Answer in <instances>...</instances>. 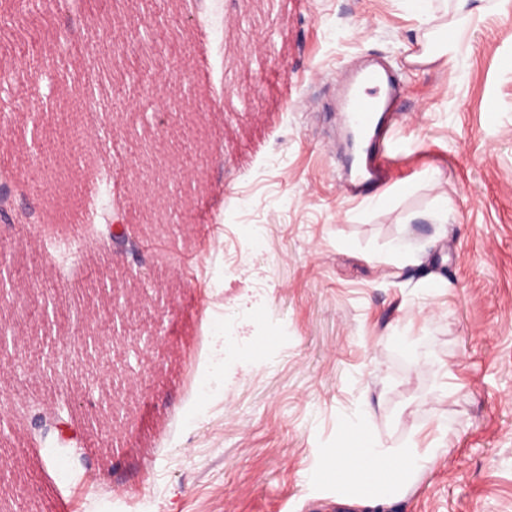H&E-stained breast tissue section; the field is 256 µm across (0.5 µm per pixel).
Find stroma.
Listing matches in <instances>:
<instances>
[{
	"mask_svg": "<svg viewBox=\"0 0 512 512\" xmlns=\"http://www.w3.org/2000/svg\"><path fill=\"white\" fill-rule=\"evenodd\" d=\"M479 2L432 0L459 64L411 68L408 0H83L71 37L0 0V171L33 187L0 221V512H512V13ZM366 55L404 83L381 208L339 187L336 75ZM90 83L112 187L92 247L48 262L28 212L64 215L85 173L39 137ZM187 127L197 165L148 179L140 145ZM61 397L93 447L54 428ZM358 414L432 457L374 507L311 480ZM124 220L123 213L117 212L110 222V238L112 240L113 252L126 258L130 255L133 262L139 263L141 256L140 241L136 237L127 234L125 231L126 224H123Z\"/></svg>",
	"mask_w": 512,
	"mask_h": 512,
	"instance_id": "35a3bbf8",
	"label": "stroma"
}]
</instances>
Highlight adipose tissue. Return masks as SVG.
Here are the masks:
<instances>
[{
	"label": "adipose tissue",
	"mask_w": 512,
	"mask_h": 512,
	"mask_svg": "<svg viewBox=\"0 0 512 512\" xmlns=\"http://www.w3.org/2000/svg\"><path fill=\"white\" fill-rule=\"evenodd\" d=\"M345 444L336 452L334 469L343 483L359 487L371 502L390 499L415 471L423 468L426 457L397 453L367 436L361 418L347 419Z\"/></svg>",
	"instance_id": "ef3b65f1"
}]
</instances>
